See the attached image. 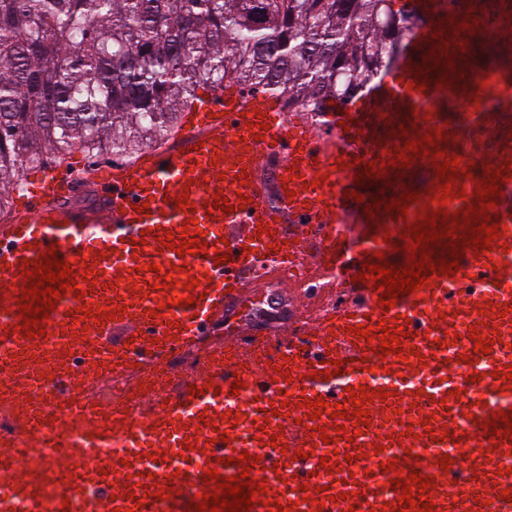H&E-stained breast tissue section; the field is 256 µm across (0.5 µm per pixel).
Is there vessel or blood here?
<instances>
[{
    "label": "vessel or blood",
    "mask_w": 512,
    "mask_h": 512,
    "mask_svg": "<svg viewBox=\"0 0 512 512\" xmlns=\"http://www.w3.org/2000/svg\"><path fill=\"white\" fill-rule=\"evenodd\" d=\"M428 23L398 50L397 64L360 98L329 103L319 112L282 109L261 91L224 95L215 90L182 137L145 159L107 172L85 169L53 175L17 191L14 220L0 225V365L9 376L4 396L10 415L0 422V460L20 465L24 451L40 449L45 470L0 479V512H41L34 482L48 484L55 500L83 496L87 479L79 463L93 461L97 493L91 512H130L144 491L178 484L189 476L194 491L172 501L173 512H195L211 492L207 463L222 477L249 472L266 482L251 512H311L302 484L318 492L320 512H387L400 494L390 487L414 460L434 512H512L501 496L512 490L503 474L502 451L484 424L492 414L512 413V389L503 372L512 365V43L487 53L486 28L512 24V0H423ZM454 70H447V63ZM424 90L410 89L416 72ZM466 112L471 135H459L445 118L449 98ZM266 123L258 130L256 121ZM440 133L447 157H460L468 174L456 175L464 197L445 203L448 213L478 207L475 187L488 170L499 171L500 196L490 208L502 230L490 251L454 255L448 243L432 245V263L457 260L459 270L434 274L430 285L399 295L382 310L374 280L359 281L370 256L383 254L394 268L405 265L403 236L433 212L438 185L433 157L413 155L407 167H390L385 188L359 187L353 160L389 159L402 137ZM420 178L427 190L406 215L365 206L376 193L400 197ZM226 196L233 213L216 208ZM188 196V208L175 201ZM245 208H238L239 198ZM197 221L205 253L178 255L159 244L155 229L178 234ZM227 249L226 263L215 262ZM73 266L94 268L98 284H112L126 314L118 320L86 318L82 335L63 326L80 304L96 308L101 294L82 282L84 299L66 292L44 322V335L21 329L15 286L26 260L47 253ZM161 272H154V265ZM176 279L172 288L164 278ZM198 286H190V278ZM500 304L503 317L480 314ZM406 319L400 355L379 359L363 350L352 326L369 323L380 337L393 318ZM496 334L491 353L474 349L468 332ZM342 371L329 380L317 374L330 361ZM123 383L128 400L104 399L102 378ZM243 388L231 395L234 379ZM390 390L386 400L366 403L371 422L332 415L350 390ZM323 397L319 418L301 399ZM415 410L400 424L397 409ZM325 438L310 437L309 424ZM441 441H431V433ZM193 447H186L185 438ZM363 456L345 462L354 446ZM304 459L294 460L295 451ZM248 452L259 466L235 459ZM453 460L450 470L437 459ZM395 468L382 472L380 465ZM148 476L140 486V476ZM458 482L468 494L451 506L444 492Z\"/></svg>",
    "instance_id": "obj_1"
}]
</instances>
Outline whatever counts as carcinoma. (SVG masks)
Instances as JSON below:
<instances>
[{
  "instance_id": "cac0c4a2",
  "label": "carcinoma",
  "mask_w": 512,
  "mask_h": 512,
  "mask_svg": "<svg viewBox=\"0 0 512 512\" xmlns=\"http://www.w3.org/2000/svg\"><path fill=\"white\" fill-rule=\"evenodd\" d=\"M393 0H0V207L45 153L132 163L199 87L315 112L350 102L417 26Z\"/></svg>"
}]
</instances>
